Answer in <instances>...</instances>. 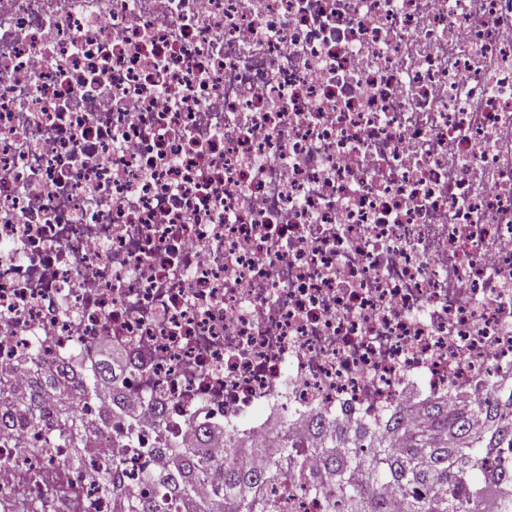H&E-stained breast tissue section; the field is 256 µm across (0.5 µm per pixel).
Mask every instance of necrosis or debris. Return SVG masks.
Wrapping results in <instances>:
<instances>
[{"instance_id":"1","label":"necrosis or debris","mask_w":512,"mask_h":512,"mask_svg":"<svg viewBox=\"0 0 512 512\" xmlns=\"http://www.w3.org/2000/svg\"><path fill=\"white\" fill-rule=\"evenodd\" d=\"M125 348L146 415L82 468L0 422L30 491L101 448L312 447L512 372V0H0V369Z\"/></svg>"}]
</instances>
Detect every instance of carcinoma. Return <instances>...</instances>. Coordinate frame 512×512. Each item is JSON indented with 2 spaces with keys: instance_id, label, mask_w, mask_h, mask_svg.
<instances>
[{
  "instance_id": "cac0c4a2",
  "label": "carcinoma",
  "mask_w": 512,
  "mask_h": 512,
  "mask_svg": "<svg viewBox=\"0 0 512 512\" xmlns=\"http://www.w3.org/2000/svg\"><path fill=\"white\" fill-rule=\"evenodd\" d=\"M433 417L435 429L458 436L457 447H449L448 441L428 431L409 440L406 448H392L379 440L365 448L356 435L336 437L332 422L317 447L303 448L288 440L286 417L279 425L280 447L267 455L258 470L239 465L244 449L228 436L224 437L228 455L221 462L165 442L162 447L165 457L174 460L173 469L141 474L142 483L160 487L162 494L154 498L129 495L128 512H206L194 500V492L215 466L224 470L223 487L213 493L224 501V512H283L281 499L272 489L286 493L289 484L300 479L306 490L326 500L330 512H392L390 499L376 493L374 484H390L401 492L406 512H483L484 490L476 482L477 475L487 470L483 438L468 436L461 416L449 421L436 409ZM310 452L320 459L321 467L307 478L302 464ZM498 476V512H512V460Z\"/></svg>"
}]
</instances>
